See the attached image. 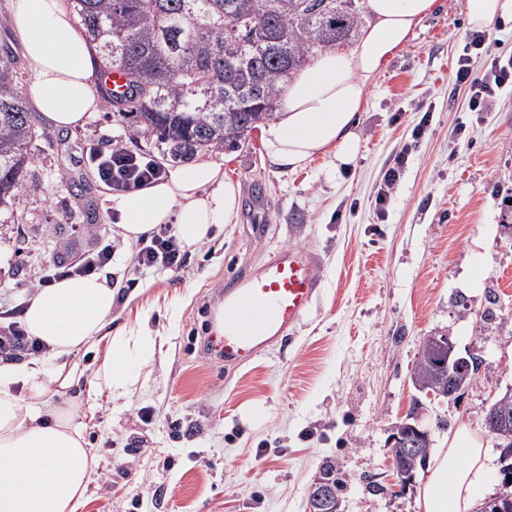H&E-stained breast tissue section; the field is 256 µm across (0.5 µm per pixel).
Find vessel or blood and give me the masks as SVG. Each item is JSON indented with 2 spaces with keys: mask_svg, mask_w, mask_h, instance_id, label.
Masks as SVG:
<instances>
[{
  "mask_svg": "<svg viewBox=\"0 0 512 512\" xmlns=\"http://www.w3.org/2000/svg\"><path fill=\"white\" fill-rule=\"evenodd\" d=\"M319 286V268L310 253L277 252L257 272L226 288L210 309L211 351L228 368L251 363L303 319Z\"/></svg>",
  "mask_w": 512,
  "mask_h": 512,
  "instance_id": "1",
  "label": "vessel or blood"
}]
</instances>
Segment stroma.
<instances>
[{
	"mask_svg": "<svg viewBox=\"0 0 512 512\" xmlns=\"http://www.w3.org/2000/svg\"><path fill=\"white\" fill-rule=\"evenodd\" d=\"M469 31L465 0H440L422 20L370 89L349 167L323 157L276 167L257 130L238 150L204 151L239 183L240 217L188 249L183 271H139L131 247L117 243L101 270L120 283L111 328L145 315L162 339L121 407L91 395L92 351L75 358L84 379L47 396L52 406L76 403L97 462L82 512H308L309 487L329 461L345 480L343 512H417L429 472L391 488L390 436L419 396L412 373L424 340L441 333L482 363L457 399L426 405L423 421L441 424L432 446L464 426L500 457L484 417L512 389V90L490 111H470L453 80ZM111 139L172 162L167 145L108 105L57 138L35 137L15 205L0 213V303L25 308L39 265L64 259L72 243L90 248L67 215L113 224L106 185L82 154L84 143ZM403 151L404 174L379 203L382 172ZM289 247L318 263L308 314L250 365L225 368L203 347L206 307Z\"/></svg>",
	"mask_w": 512,
	"mask_h": 512,
	"instance_id": "obj_1",
	"label": "stroma"
}]
</instances>
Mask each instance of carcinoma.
Listing matches in <instances>:
<instances>
[{
    "instance_id": "carcinoma-1",
    "label": "carcinoma",
    "mask_w": 512,
    "mask_h": 512,
    "mask_svg": "<svg viewBox=\"0 0 512 512\" xmlns=\"http://www.w3.org/2000/svg\"><path fill=\"white\" fill-rule=\"evenodd\" d=\"M360 0H74L96 44L100 77L124 72L132 93L106 103L132 115L139 132L175 158L235 149L273 116L292 75L318 48L351 40ZM15 56L0 49V211L8 210L30 163L34 115L19 89ZM433 349L413 378L440 387Z\"/></svg>"
}]
</instances>
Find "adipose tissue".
<instances>
[{
  "mask_svg": "<svg viewBox=\"0 0 512 512\" xmlns=\"http://www.w3.org/2000/svg\"><path fill=\"white\" fill-rule=\"evenodd\" d=\"M437 8V0H365L368 21L353 44L322 52L284 90L274 118L262 128L270 162L295 170L329 155L336 165L351 164L360 149L358 119L370 85ZM11 21L31 66L34 111L55 129L84 126L103 106L100 60L71 0H11ZM104 199L123 243L169 224L192 247L238 223L241 189L225 178L221 163L201 159ZM115 294L106 276L64 277L30 301L26 331L47 351L0 363V512H79L94 459L73 406L48 407L46 396L76 383L66 359L94 347L102 351L91 382L95 396L117 402L137 384L156 353L157 335L144 321L109 335ZM491 466L479 441L458 428L447 447L434 453L417 512H471Z\"/></svg>",
  "mask_w": 512,
  "mask_h": 512,
  "instance_id": "ef3b65f1",
  "label": "adipose tissue"
}]
</instances>
